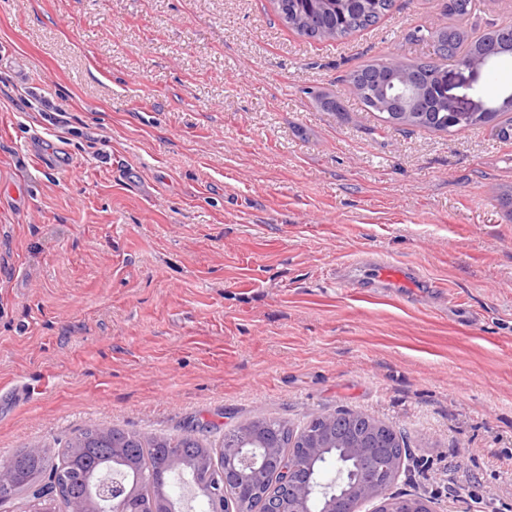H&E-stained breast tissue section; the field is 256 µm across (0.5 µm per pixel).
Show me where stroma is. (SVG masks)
Returning <instances> with one entry per match:
<instances>
[{"mask_svg": "<svg viewBox=\"0 0 512 512\" xmlns=\"http://www.w3.org/2000/svg\"><path fill=\"white\" fill-rule=\"evenodd\" d=\"M445 3L334 42L274 0H0V463L356 410L407 439L393 492L512 512V139L380 130L344 80ZM371 271L375 272L376 278L373 280L388 288H392V285L404 284L407 281L404 275L392 270L390 263L382 258L373 262Z\"/></svg>", "mask_w": 512, "mask_h": 512, "instance_id": "stroma-1", "label": "stroma"}]
</instances>
